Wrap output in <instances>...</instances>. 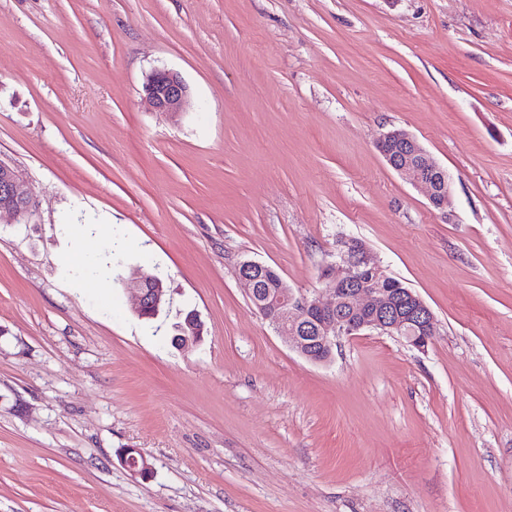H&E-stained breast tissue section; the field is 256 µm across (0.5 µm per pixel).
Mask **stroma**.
Instances as JSON below:
<instances>
[{
    "label": "stroma",
    "instance_id": "35a3bbf8",
    "mask_svg": "<svg viewBox=\"0 0 512 512\" xmlns=\"http://www.w3.org/2000/svg\"><path fill=\"white\" fill-rule=\"evenodd\" d=\"M156 68L186 112L149 106ZM0 160L37 202L0 217V512H512V0H0ZM343 237L432 309L426 351L363 331L315 364L252 307L240 261L306 293ZM145 99L157 112L178 114L183 112L191 100L189 86L175 72L154 69L145 77L143 84ZM377 144L386 164L392 170L405 176L414 186L424 188L434 208L444 209L448 206L452 193L451 178L444 167L413 135L403 129H393L383 133ZM402 146L411 148L413 154L418 156L421 164L420 168L410 161L400 164L393 163L391 154L398 151ZM143 273L148 279L147 283L144 285L145 288H140L139 286L141 273L138 271L134 272L128 281V288L132 291L135 299L134 312L136 315H139L146 309H152V311L158 314L163 303L164 280L157 273ZM157 279L162 282L163 288L160 282H157L156 287L153 288Z\"/></svg>",
    "mask_w": 512,
    "mask_h": 512
}]
</instances>
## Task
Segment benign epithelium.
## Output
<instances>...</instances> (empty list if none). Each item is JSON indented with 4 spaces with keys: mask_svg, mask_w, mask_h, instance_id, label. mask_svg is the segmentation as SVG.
<instances>
[{
    "mask_svg": "<svg viewBox=\"0 0 512 512\" xmlns=\"http://www.w3.org/2000/svg\"><path fill=\"white\" fill-rule=\"evenodd\" d=\"M145 99L158 112L177 114L191 100L189 86L175 72L154 69L145 77ZM386 164L405 176L411 184L426 190L436 209L448 206L452 181L448 172L409 132L393 129L378 139ZM36 210V200L27 182L6 162L0 160V214H9L17 223H28ZM351 240H345L336 251L333 262L322 267L321 287L296 294L286 284L275 296L263 301L274 313L272 326L288 342V346L314 363L330 360L332 349L344 336H356L361 331H377L397 336L417 350H425L435 335L436 320L429 306L416 292L407 288L401 292L403 307L396 308L397 299L383 287L388 277L368 247L351 252ZM264 265L253 260L243 261L237 268V278L249 296L256 293L259 273ZM140 272L132 274L128 288L135 299L134 312L150 309L159 312L164 288H142ZM124 465L142 475H148L151 464L137 448L122 454Z\"/></svg>",
    "mask_w": 512,
    "mask_h": 512,
    "instance_id": "benign-epithelium-1",
    "label": "benign epithelium"
}]
</instances>
